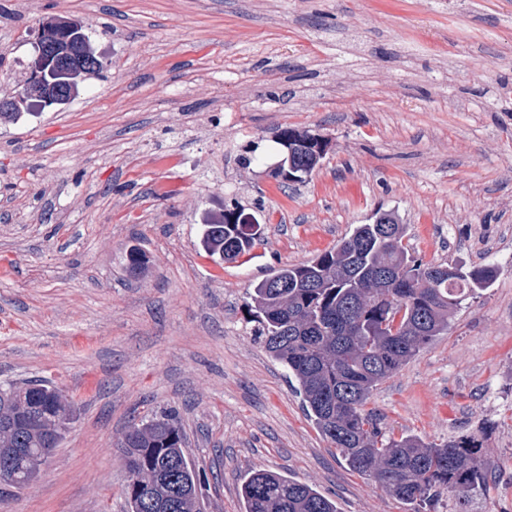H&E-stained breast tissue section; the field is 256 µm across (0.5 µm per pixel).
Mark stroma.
<instances>
[{"label":"stroma","instance_id":"stroma-1","mask_svg":"<svg viewBox=\"0 0 512 512\" xmlns=\"http://www.w3.org/2000/svg\"><path fill=\"white\" fill-rule=\"evenodd\" d=\"M53 15L104 70L0 119V384L52 382L76 413L0 512H126L123 435L170 410L202 512H243L258 469L337 512H410L319 433L247 307L252 281L380 210L424 261L497 275L367 408L397 436H476L496 479L468 512H512V0H0V98ZM286 127L331 141L289 187ZM234 201L264 242L225 263L202 226Z\"/></svg>","mask_w":512,"mask_h":512}]
</instances>
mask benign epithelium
Listing matches in <instances>:
<instances>
[{
  "mask_svg": "<svg viewBox=\"0 0 512 512\" xmlns=\"http://www.w3.org/2000/svg\"><path fill=\"white\" fill-rule=\"evenodd\" d=\"M38 36L42 43L39 54L31 66L30 75L12 98L0 102L2 113L17 112L30 100L49 105L60 104L67 97L68 88L48 80L51 71L60 68L74 77L83 73L89 47L81 42L71 28L65 26L61 18L51 16L44 19L39 24ZM329 145L330 141L319 133L307 132L298 142L294 141L293 137H288L284 141V156L275 167L276 176L290 180L297 178L291 163L292 148L298 146L308 152L313 159L320 161L327 155Z\"/></svg>",
  "mask_w": 512,
  "mask_h": 512,
  "instance_id": "obj_1",
  "label": "benign epithelium"
}]
</instances>
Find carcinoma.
Here are the masks:
<instances>
[{"label": "carcinoma", "mask_w": 512, "mask_h": 512, "mask_svg": "<svg viewBox=\"0 0 512 512\" xmlns=\"http://www.w3.org/2000/svg\"><path fill=\"white\" fill-rule=\"evenodd\" d=\"M228 215L203 225L211 255L235 261L260 242V224ZM405 225L391 212L357 225L311 261L286 264L254 282L253 335L298 383L303 407L349 469L385 487L412 512H433L444 490L458 503L486 485L481 443L462 436L433 444L386 433L365 406L377 387L448 330L462 302L490 287L489 264L468 270L427 263L403 244ZM74 404L46 384L0 385V471L26 489L28 459L55 448L74 419ZM129 512H201L200 474L184 450L173 412L152 414L126 431ZM245 512H337L308 485L256 470L241 485Z\"/></svg>", "instance_id": "1"}]
</instances>
